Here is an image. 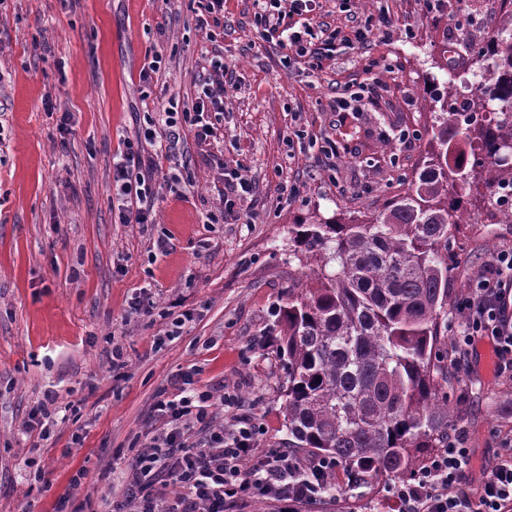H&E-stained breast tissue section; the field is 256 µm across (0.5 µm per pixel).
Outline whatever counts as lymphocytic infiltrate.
<instances>
[{"label":"lymphocytic infiltrate","instance_id":"lymphocytic-infiltrate-1","mask_svg":"<svg viewBox=\"0 0 512 512\" xmlns=\"http://www.w3.org/2000/svg\"><path fill=\"white\" fill-rule=\"evenodd\" d=\"M281 2L261 0L258 21L267 34H284L292 56L314 69L335 56L338 48L366 42L376 27L369 21L348 33L337 28L318 32L301 20L315 0H289L286 10ZM226 85L224 64L214 61L192 111H165L170 143H178L179 129L185 125L193 127L198 138L213 136L210 116L223 111ZM160 170L158 160L142 156L134 146L120 153L114 179L120 184L121 223H153L155 176ZM470 288L471 295L462 305L464 318L451 329L454 350L466 353L475 337H488L500 373L511 374L512 246L496 252L472 277ZM213 397L211 389L195 391L179 384L174 398L156 401L154 408L167 418L170 429L131 458L123 498L113 512H228L230 506L255 497L295 512L297 507L323 499L325 479L334 470V461H306L285 448L257 449L256 427L227 431L215 425L210 411ZM193 431L201 434V443H189ZM470 466L463 435H454L447 448L430 458L414 483L399 488L404 512H512V448L487 473L475 503L463 488Z\"/></svg>","mask_w":512,"mask_h":512}]
</instances>
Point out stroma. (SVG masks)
<instances>
[{
  "instance_id": "obj_1",
  "label": "stroma",
  "mask_w": 512,
  "mask_h": 512,
  "mask_svg": "<svg viewBox=\"0 0 512 512\" xmlns=\"http://www.w3.org/2000/svg\"><path fill=\"white\" fill-rule=\"evenodd\" d=\"M254 0H0V512H52L65 490L105 512L120 499L121 471L167 420L153 404L174 383L223 387L213 399L225 427L259 428L260 449L284 447L287 369L280 312L314 264L293 241L305 222L381 213L414 180L432 137L423 97L448 70L475 72L476 51L502 25L500 0H318L315 29H349L380 16L388 33L312 70L266 39ZM463 40H443V32ZM447 57H440V43ZM161 69L139 76L150 56ZM231 85L214 138L183 129L151 224H123L113 204L112 159L135 140L144 115L173 103L192 109L214 60ZM377 82L360 112H333L344 87ZM335 140L337 155L318 138ZM253 185L244 224L220 213L223 170ZM473 223L449 255L448 320L461 318L469 281L512 244V217L492 223L477 193ZM175 306L190 319L161 346ZM127 361L112 369V348ZM472 346L452 366L448 404L472 457L466 490L478 500L504 440L512 438V375L487 369ZM55 391L49 439L28 431L29 412ZM43 471L45 482L34 479ZM86 476L71 486L76 471ZM318 505L301 512H403L399 481L349 491L343 470Z\"/></svg>"
}]
</instances>
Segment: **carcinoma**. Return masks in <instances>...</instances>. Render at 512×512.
Segmentation results:
<instances>
[{
    "mask_svg": "<svg viewBox=\"0 0 512 512\" xmlns=\"http://www.w3.org/2000/svg\"><path fill=\"white\" fill-rule=\"evenodd\" d=\"M478 57L488 82L467 111L451 107L454 86L430 98L425 169L378 215L347 223L295 225L293 241L315 261L310 281L288 291L282 345L288 357L283 414L288 447L329 458L349 489L411 477L434 448L448 447V253L469 223L462 191L512 186V165L449 160L463 140L499 157L512 146V0ZM488 111L487 123L473 113Z\"/></svg>",
    "mask_w": 512,
    "mask_h": 512,
    "instance_id": "carcinoma-1",
    "label": "carcinoma"
}]
</instances>
